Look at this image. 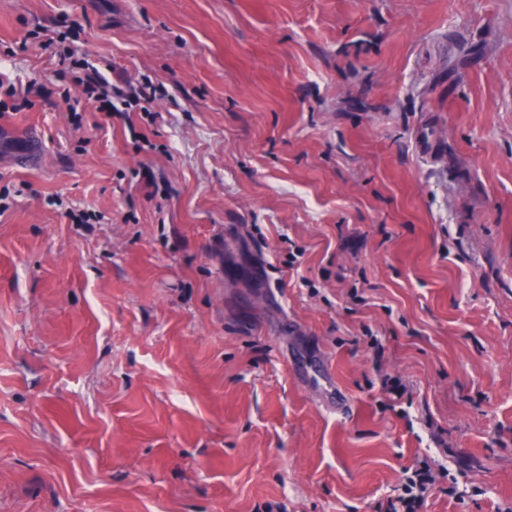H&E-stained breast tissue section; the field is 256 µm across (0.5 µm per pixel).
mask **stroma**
<instances>
[{"instance_id":"1","label":"stroma","mask_w":512,"mask_h":512,"mask_svg":"<svg viewBox=\"0 0 512 512\" xmlns=\"http://www.w3.org/2000/svg\"><path fill=\"white\" fill-rule=\"evenodd\" d=\"M49 38L157 98L0 117V512H376L421 459L512 512V0H0V77Z\"/></svg>"}]
</instances>
